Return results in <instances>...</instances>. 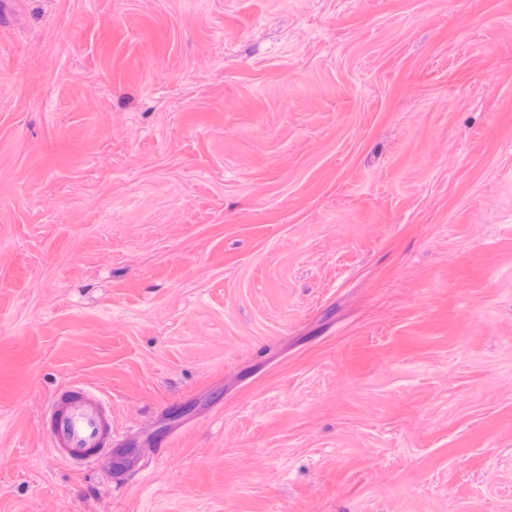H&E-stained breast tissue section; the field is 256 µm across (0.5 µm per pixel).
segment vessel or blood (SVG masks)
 Listing matches in <instances>:
<instances>
[{
  "mask_svg": "<svg viewBox=\"0 0 512 512\" xmlns=\"http://www.w3.org/2000/svg\"><path fill=\"white\" fill-rule=\"evenodd\" d=\"M50 452L70 463L93 464L112 452V406L100 391L81 383L65 386L47 407Z\"/></svg>",
  "mask_w": 512,
  "mask_h": 512,
  "instance_id": "vessel-or-blood-1",
  "label": "vessel or blood"
}]
</instances>
